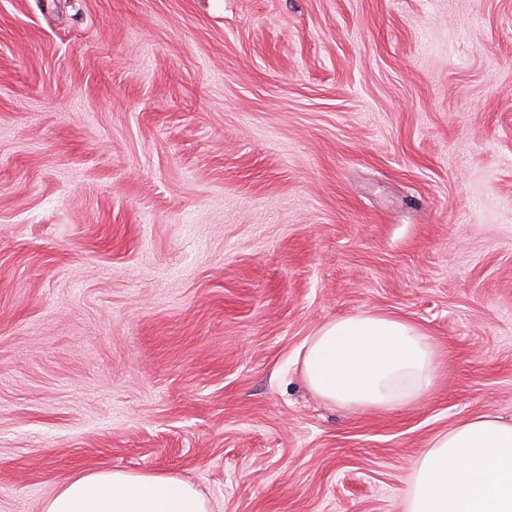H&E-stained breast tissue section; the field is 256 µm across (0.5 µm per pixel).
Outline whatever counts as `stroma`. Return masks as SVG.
I'll return each mask as SVG.
<instances>
[{
  "instance_id": "35a3bbf8",
  "label": "stroma",
  "mask_w": 512,
  "mask_h": 512,
  "mask_svg": "<svg viewBox=\"0 0 512 512\" xmlns=\"http://www.w3.org/2000/svg\"><path fill=\"white\" fill-rule=\"evenodd\" d=\"M442 361L326 403L363 312ZM512 421V0H0V512L101 469L210 512H405ZM302 377L319 398L348 408L393 409L435 385L440 362L419 326L385 313H360L323 325L303 347Z\"/></svg>"
}]
</instances>
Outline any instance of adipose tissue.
<instances>
[{"label":"adipose tissue","mask_w":512,"mask_h":512,"mask_svg":"<svg viewBox=\"0 0 512 512\" xmlns=\"http://www.w3.org/2000/svg\"><path fill=\"white\" fill-rule=\"evenodd\" d=\"M440 362L419 326L385 313L323 325L305 342L302 377L324 401L393 409L435 385ZM407 512H512V422L484 413L438 433L414 474ZM45 512H209L189 483L170 476L100 470L63 485Z\"/></svg>","instance_id":"obj_1"}]
</instances>
